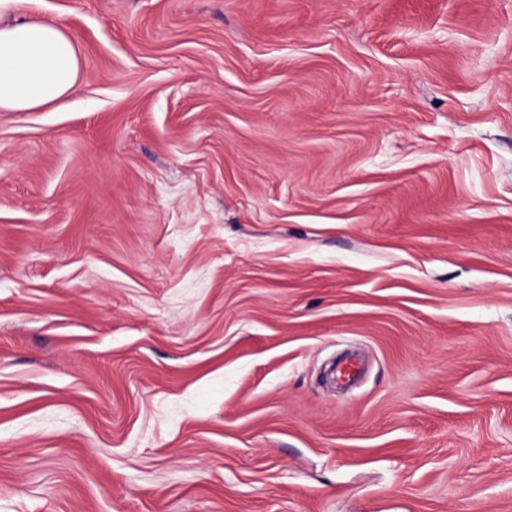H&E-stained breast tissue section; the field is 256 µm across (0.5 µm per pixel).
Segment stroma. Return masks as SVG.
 I'll use <instances>...</instances> for the list:
<instances>
[{"mask_svg":"<svg viewBox=\"0 0 512 512\" xmlns=\"http://www.w3.org/2000/svg\"><path fill=\"white\" fill-rule=\"evenodd\" d=\"M37 11L0 512H512V0Z\"/></svg>","mask_w":512,"mask_h":512,"instance_id":"stroma-1","label":"stroma"}]
</instances>
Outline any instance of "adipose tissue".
Instances as JSON below:
<instances>
[{"mask_svg":"<svg viewBox=\"0 0 512 512\" xmlns=\"http://www.w3.org/2000/svg\"><path fill=\"white\" fill-rule=\"evenodd\" d=\"M35 0H0V112H31L70 94L81 60L56 22L36 14Z\"/></svg>","mask_w":512,"mask_h":512,"instance_id":"obj_1","label":"adipose tissue"}]
</instances>
